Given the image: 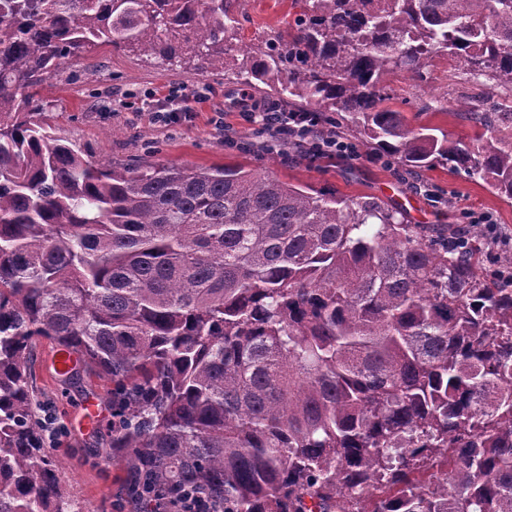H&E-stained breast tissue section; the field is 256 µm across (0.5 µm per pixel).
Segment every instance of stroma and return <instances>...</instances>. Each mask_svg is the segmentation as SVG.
<instances>
[{"instance_id":"35a3bbf8","label":"stroma","mask_w":512,"mask_h":512,"mask_svg":"<svg viewBox=\"0 0 512 512\" xmlns=\"http://www.w3.org/2000/svg\"><path fill=\"white\" fill-rule=\"evenodd\" d=\"M236 44L249 48L287 30L299 9L294 0H241ZM447 56L434 57L426 78L407 74L391 77L393 109L416 126H430L470 142L476 127L456 107L463 99H503L493 84L469 81L449 67ZM181 89L198 91L190 99L191 121L164 126L146 109L147 99L175 96ZM241 88L234 75L209 72L196 62H161L133 52L102 46L63 65L41 90L45 121L56 136L68 140L85 158L113 167L176 164L194 168L239 165L269 173L291 184L356 198L371 196L401 206L411 224L466 226L467 216H486L498 231L512 235V203L504 202L483 181L437 166L413 174L396 164L354 160L304 159L300 152L271 149L272 139L248 121L245 112L281 109L267 89L254 90L248 106H240ZM448 100L444 112L429 110L430 102ZM55 346L40 340L33 377L50 422L59 426L56 454L62 461L60 479L66 496L80 512H137L124 492L123 462L107 460L105 439L112 421L110 382L76 367L70 374L51 372ZM98 402L100 417L91 428L78 426L81 406Z\"/></svg>"}]
</instances>
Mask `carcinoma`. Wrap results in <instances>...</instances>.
Masks as SVG:
<instances>
[{
	"label": "carcinoma",
	"mask_w": 512,
	"mask_h": 512,
	"mask_svg": "<svg viewBox=\"0 0 512 512\" xmlns=\"http://www.w3.org/2000/svg\"><path fill=\"white\" fill-rule=\"evenodd\" d=\"M240 0H0V512H73L32 352L112 381L130 497L224 512H512V254L401 208L241 167L116 168L49 132L41 87L98 44L236 70L366 153L512 200V112L470 143L387 106L446 55L512 89V0H302L242 52ZM199 494L192 493L184 499L162 498L157 512H224L223 507L213 509L210 504L205 507L202 503L205 501H202Z\"/></svg>",
	"instance_id": "cac0c4a2"
}]
</instances>
